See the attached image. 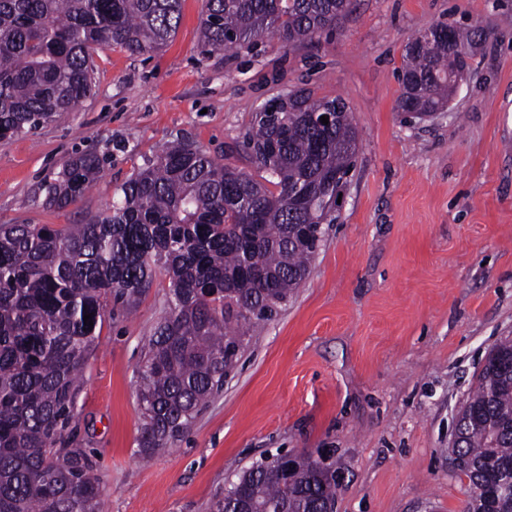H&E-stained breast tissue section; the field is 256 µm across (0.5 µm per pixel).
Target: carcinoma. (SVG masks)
Masks as SVG:
<instances>
[{"label":"carcinoma","mask_w":512,"mask_h":512,"mask_svg":"<svg viewBox=\"0 0 512 512\" xmlns=\"http://www.w3.org/2000/svg\"><path fill=\"white\" fill-rule=\"evenodd\" d=\"M351 0H206L210 52L264 37L290 46L336 27ZM180 0H0V140L28 133L89 98L93 53L143 54L166 46ZM405 44L402 79L420 89L396 109L448 105V85L471 70L490 35L437 26ZM311 112H334L327 127ZM358 133L344 99L306 90L255 112L246 146L262 180L217 162L187 140L166 145L84 224H0V512H106L97 463L67 446L82 370L109 298L130 299L156 269L169 280L167 316L138 368L147 458L185 432L224 386L250 332L275 319L309 273L325 224L336 220V176L355 165ZM105 158L73 157L46 203L64 209L103 173ZM91 315L93 326L83 324ZM465 512H512V339L488 352L455 425ZM335 512L336 474L308 454L279 475L244 471L211 512Z\"/></svg>","instance_id":"cac0c4a2"}]
</instances>
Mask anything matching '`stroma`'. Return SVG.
<instances>
[{
  "label": "stroma",
  "instance_id": "35a3bbf8",
  "mask_svg": "<svg viewBox=\"0 0 512 512\" xmlns=\"http://www.w3.org/2000/svg\"><path fill=\"white\" fill-rule=\"evenodd\" d=\"M205 0H181L163 49L94 57L92 97L0 140V224H78L177 138L256 174L245 146L268 99L305 87L342 97L359 132L345 200L304 283L258 325L223 389L142 463L137 370L168 311L156 273L108 300L85 363L71 445L97 462L108 512H210L247 468L310 453L335 469L336 512H463L453 466L460 407L488 351L512 338V0H355L335 31L205 52ZM438 24L493 29L446 112L395 110L407 39ZM102 176L63 210L46 188L78 152Z\"/></svg>",
  "mask_w": 512,
  "mask_h": 512
}]
</instances>
